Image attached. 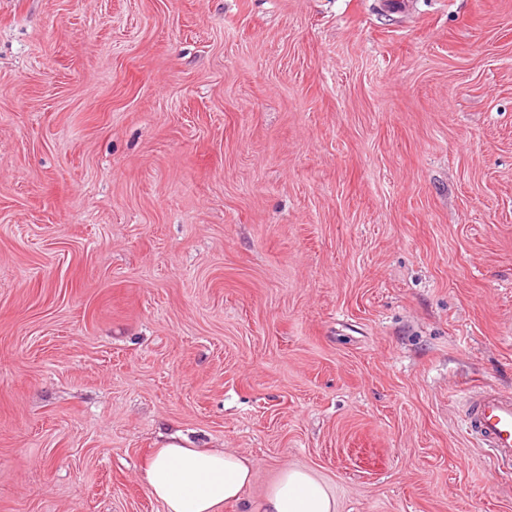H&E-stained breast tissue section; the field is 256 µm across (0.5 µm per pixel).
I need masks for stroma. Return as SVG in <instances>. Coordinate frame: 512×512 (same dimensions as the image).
<instances>
[{"label":"stroma","instance_id":"35a3bbf8","mask_svg":"<svg viewBox=\"0 0 512 512\" xmlns=\"http://www.w3.org/2000/svg\"><path fill=\"white\" fill-rule=\"evenodd\" d=\"M512 0H0V512L144 458L337 512H512ZM462 425L468 436L488 448L498 468L512 471V393L476 392L466 406ZM244 512H336V498L310 471L284 467L258 504Z\"/></svg>","mask_w":512,"mask_h":512}]
</instances>
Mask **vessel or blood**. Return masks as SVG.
<instances>
[{
    "label": "vessel or blood",
    "mask_w": 512,
    "mask_h": 512,
    "mask_svg": "<svg viewBox=\"0 0 512 512\" xmlns=\"http://www.w3.org/2000/svg\"><path fill=\"white\" fill-rule=\"evenodd\" d=\"M463 429L490 451L501 471H512V393L476 392L466 406Z\"/></svg>",
    "instance_id": "vessel-or-blood-1"
}]
</instances>
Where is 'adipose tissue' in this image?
<instances>
[{"mask_svg":"<svg viewBox=\"0 0 512 512\" xmlns=\"http://www.w3.org/2000/svg\"><path fill=\"white\" fill-rule=\"evenodd\" d=\"M256 475L254 464L235 452L187 448L174 440L145 464L147 484L165 512H221L225 503L242 500ZM245 512H336V500L310 471L287 466Z\"/></svg>","mask_w":512,"mask_h":512,"instance_id":"1","label":"adipose tissue"}]
</instances>
